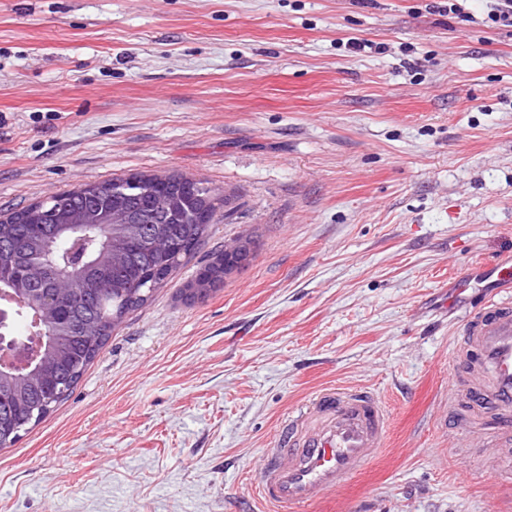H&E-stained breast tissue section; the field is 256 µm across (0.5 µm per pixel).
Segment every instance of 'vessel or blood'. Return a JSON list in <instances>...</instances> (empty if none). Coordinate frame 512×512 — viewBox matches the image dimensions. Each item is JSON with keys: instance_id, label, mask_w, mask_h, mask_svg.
Wrapping results in <instances>:
<instances>
[{"instance_id": "vessel-or-blood-1", "label": "vessel or blood", "mask_w": 512, "mask_h": 512, "mask_svg": "<svg viewBox=\"0 0 512 512\" xmlns=\"http://www.w3.org/2000/svg\"><path fill=\"white\" fill-rule=\"evenodd\" d=\"M476 279L483 292L477 304L465 309L448 406L462 402L482 415L487 423L483 443L498 448L512 442V289L501 265L483 263L456 277L457 293ZM390 422L385 403L370 390L316 391L280 422L264 450L258 503L265 512H302L343 489L378 460Z\"/></svg>"}]
</instances>
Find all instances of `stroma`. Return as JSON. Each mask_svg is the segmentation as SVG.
Listing matches in <instances>:
<instances>
[{
    "mask_svg": "<svg viewBox=\"0 0 512 512\" xmlns=\"http://www.w3.org/2000/svg\"><path fill=\"white\" fill-rule=\"evenodd\" d=\"M463 8L473 21L434 0H0L1 213L136 172L227 198L0 449V512H260L281 418L336 386L376 392L389 439L306 512H512L487 481L496 449L448 415V280L512 256V30ZM247 234L249 266L185 301Z\"/></svg>",
    "mask_w": 512,
    "mask_h": 512,
    "instance_id": "stroma-1",
    "label": "stroma"
}]
</instances>
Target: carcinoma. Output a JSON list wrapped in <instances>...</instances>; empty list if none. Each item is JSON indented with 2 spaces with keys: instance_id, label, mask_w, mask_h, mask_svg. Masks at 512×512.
<instances>
[{
  "instance_id": "cac0c4a2",
  "label": "carcinoma",
  "mask_w": 512,
  "mask_h": 512,
  "mask_svg": "<svg viewBox=\"0 0 512 512\" xmlns=\"http://www.w3.org/2000/svg\"><path fill=\"white\" fill-rule=\"evenodd\" d=\"M185 201L161 211L154 195L67 190L35 222L0 219V289L15 295L0 326V356L15 342L44 348L35 369L0 366V448L41 422L72 392L108 337L167 284L209 237L224 197L183 175H150ZM120 207L130 224L105 223Z\"/></svg>"
}]
</instances>
